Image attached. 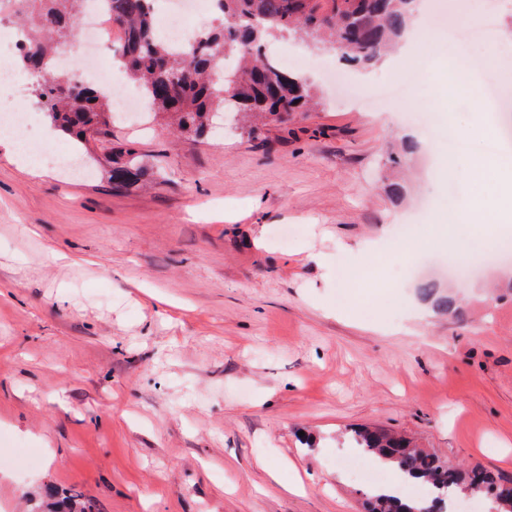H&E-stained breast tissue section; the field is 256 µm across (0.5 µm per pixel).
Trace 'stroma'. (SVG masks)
Segmentation results:
<instances>
[{
  "instance_id": "35a3bbf8",
  "label": "stroma",
  "mask_w": 512,
  "mask_h": 512,
  "mask_svg": "<svg viewBox=\"0 0 512 512\" xmlns=\"http://www.w3.org/2000/svg\"><path fill=\"white\" fill-rule=\"evenodd\" d=\"M455 2L493 14L491 35L419 34L412 57L367 70L291 39L320 106L252 135L219 118L197 140L148 108L113 117L85 156L93 175L74 178L20 169L0 134V443L39 451L0 466V512H31L50 487L93 512H366L343 464L360 426L512 479V256L420 252L410 277L395 263L472 195L437 177L431 142L487 153L512 128V0ZM465 58L487 136L453 91ZM411 132L394 197L385 154ZM114 147L144 186L113 188ZM369 241V284L338 309L336 274Z\"/></svg>"
}]
</instances>
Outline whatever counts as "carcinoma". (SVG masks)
<instances>
[{
	"instance_id": "cac0c4a2",
	"label": "carcinoma",
	"mask_w": 512,
	"mask_h": 512,
	"mask_svg": "<svg viewBox=\"0 0 512 512\" xmlns=\"http://www.w3.org/2000/svg\"><path fill=\"white\" fill-rule=\"evenodd\" d=\"M24 16L17 63L30 80L32 103L52 127L85 146L107 133L112 94L56 68L53 54L76 38L75 18L90 0H11ZM122 31L117 62L151 103L181 133L202 137L216 111L240 115L248 134L266 121L314 104L305 80L266 55L268 39L303 34L315 50L337 48L348 61L368 66L399 42L410 21L408 0H214L219 17L198 30L187 48L173 50L156 29L154 0H102ZM123 149L112 151L110 178L118 187L139 184L143 167ZM354 447L389 460L430 490L428 498L370 494L368 512H448L445 494L480 488L495 512H512V480L495 479L479 466L461 470L437 452L416 448L379 428L354 431ZM33 512H91L71 494L42 501Z\"/></svg>"
}]
</instances>
